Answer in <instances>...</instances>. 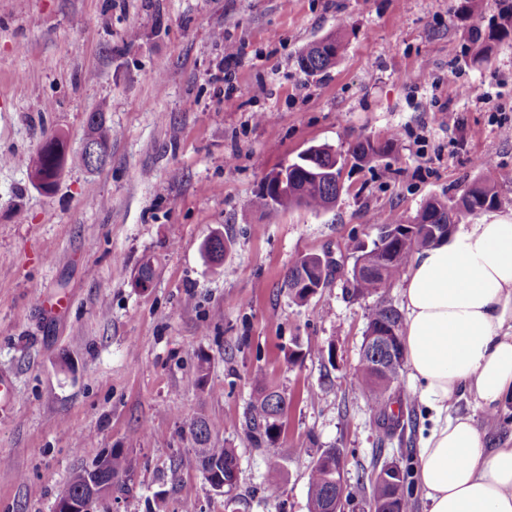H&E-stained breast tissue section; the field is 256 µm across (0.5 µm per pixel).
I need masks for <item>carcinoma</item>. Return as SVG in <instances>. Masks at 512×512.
Returning a JSON list of instances; mask_svg holds the SVG:
<instances>
[{
	"label": "carcinoma",
	"mask_w": 512,
	"mask_h": 512,
	"mask_svg": "<svg viewBox=\"0 0 512 512\" xmlns=\"http://www.w3.org/2000/svg\"><path fill=\"white\" fill-rule=\"evenodd\" d=\"M497 25L488 30L486 36L476 35L479 48L473 61L479 62L491 50L492 44L501 42L512 35V0H502L499 4ZM298 63L301 70L309 76L322 73L329 68V58L312 45L301 52ZM90 127L96 133L99 143L109 148L112 143V126L108 125L104 113L96 112L90 119ZM393 147V141L375 149L366 140H360L351 147L355 157L380 156ZM337 159L333 158L330 148L315 151L302 168L298 169L296 182L289 185L287 191L270 201L261 195L262 205L274 209L305 207L311 210H327L336 204L340 187L329 172ZM30 174L49 183L57 173V163L52 153L37 151L29 160ZM501 204L497 185L490 179L479 176L467 183L462 194L455 200L432 198L423 206L421 212L410 222L403 224H377L376 236L371 245L360 243L356 246L357 255L350 272V283L355 296H375L376 302L367 313L366 335L383 330H395L391 336L394 348L403 352L401 335L403 317L400 311L387 300L390 288L410 263L414 253L421 248L432 246L450 235L448 226H456L466 215L495 209ZM329 265L322 264V257L316 254L305 255L298 259L288 271L285 286L291 297L300 303L308 300L312 287L327 283ZM403 361L390 356L375 359L367 349H362L360 366L356 375L357 383L362 387L363 396L371 411L380 418L399 425V417L387 412L390 400L389 392L398 381ZM258 388L254 400L250 402L247 431L253 447L262 450L269 458L277 459L284 453L281 441L282 419L288 411V397L266 383L265 377L258 372L255 375ZM190 433L196 443L203 448V454L196 455L195 464L213 474L224 475V492L230 493L237 488L239 474V455L234 448L210 446L218 424L203 417L193 420ZM108 467L105 476L112 478V490H122L119 478L129 464L118 453L107 454ZM342 452L338 448L320 450L309 473V512H331L334 504L348 502L352 495L345 471L341 466ZM397 468V475L388 481L384 475L391 467ZM411 468L383 462L380 468L358 477L360 485L366 487L369 512H411L413 503Z\"/></svg>",
	"instance_id": "cac0c4a2"
}]
</instances>
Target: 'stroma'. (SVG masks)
Returning <instances> with one entry per match:
<instances>
[{"instance_id": "stroma-1", "label": "stroma", "mask_w": 512, "mask_h": 512, "mask_svg": "<svg viewBox=\"0 0 512 512\" xmlns=\"http://www.w3.org/2000/svg\"><path fill=\"white\" fill-rule=\"evenodd\" d=\"M460 5L0 0V512H52L109 450L129 462L127 488L95 512H308L310 469L332 447L353 484L344 512H368L355 480L374 449L418 465L431 421L409 370L390 432L353 381L371 301L347 278L376 225L412 220L474 177L498 185L496 213L512 216V139L499 129L512 120V40L473 62L499 4L472 17ZM327 35L342 43L335 66L306 75L302 49ZM228 44L239 59L226 74ZM97 111L113 131L107 164L67 165L52 194L36 190L29 157L56 134L79 154ZM365 138L394 145L360 166L347 153ZM324 144L347 157L332 209L261 205L268 174ZM214 233L231 242L218 266L201 250ZM308 254L340 269L298 304L283 282ZM146 258L156 276L142 290ZM259 371L290 400L274 461L246 434ZM451 409L490 442L512 438V402L491 416L466 395ZM200 416L240 455L231 494L194 464Z\"/></svg>"}]
</instances>
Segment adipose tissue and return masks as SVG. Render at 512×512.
I'll list each match as a JSON object with an SVG mask.
<instances>
[{"mask_svg":"<svg viewBox=\"0 0 512 512\" xmlns=\"http://www.w3.org/2000/svg\"><path fill=\"white\" fill-rule=\"evenodd\" d=\"M401 296L405 359L437 415L417 470L428 512H512V447H487L471 415L448 413L466 394L488 413L512 401V218L416 253Z\"/></svg>","mask_w":512,"mask_h":512,"instance_id":"obj_1","label":"adipose tissue"}]
</instances>
